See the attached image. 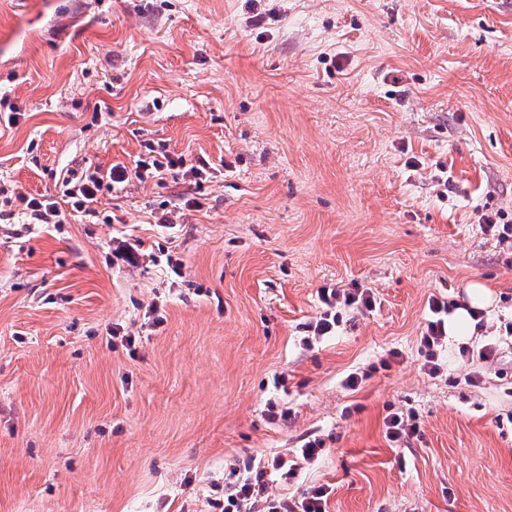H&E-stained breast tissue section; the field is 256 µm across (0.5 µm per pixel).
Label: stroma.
I'll return each instance as SVG.
<instances>
[{
    "instance_id": "stroma-1",
    "label": "stroma",
    "mask_w": 512,
    "mask_h": 512,
    "mask_svg": "<svg viewBox=\"0 0 512 512\" xmlns=\"http://www.w3.org/2000/svg\"><path fill=\"white\" fill-rule=\"evenodd\" d=\"M0 97L7 188L147 141L216 166L177 224L169 174L102 195L112 224L0 213V512H213L238 460L314 438L269 495L512 512V238L483 228L512 223V0H0ZM474 281L494 357L452 339L428 374V301ZM324 287L376 306L307 345ZM413 421L412 415L405 418L403 413H389L384 421L386 439L393 445L406 441L418 431V425Z\"/></svg>"
}]
</instances>
